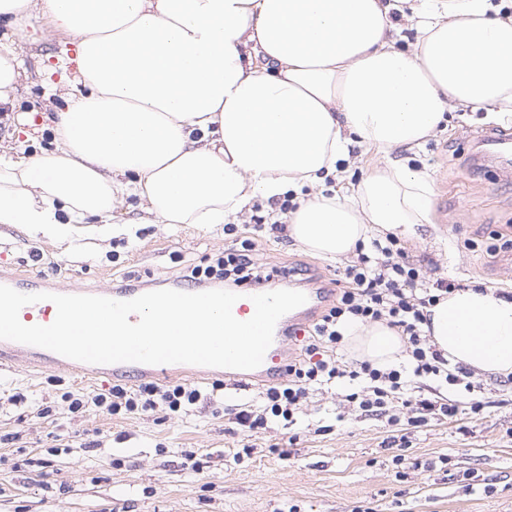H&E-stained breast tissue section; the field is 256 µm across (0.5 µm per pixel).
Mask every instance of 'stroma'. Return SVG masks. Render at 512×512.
<instances>
[{"label":"stroma","instance_id":"stroma-1","mask_svg":"<svg viewBox=\"0 0 512 512\" xmlns=\"http://www.w3.org/2000/svg\"><path fill=\"white\" fill-rule=\"evenodd\" d=\"M15 38L23 69L12 104L0 108V154L49 151L56 143L44 117L64 104L75 48L38 21ZM489 127L484 110H454L436 135L394 152L411 157L434 189L430 223L401 240L427 281L512 290V252L502 246L512 239V175L479 162L473 147ZM140 216L131 197L112 212L116 232L64 240L0 224V268L62 288L155 286L231 245L220 224H143ZM253 259L274 288L313 279L332 288L348 264L286 232L259 239ZM461 379L421 386L482 401V412L390 426L345 402L344 387L325 385L293 423L271 416L245 432L236 418L257 404V381L224 377L223 401L181 415L109 416L91 399L112 378L0 367V512H512V377L466 369ZM68 392L87 398L85 408L71 411Z\"/></svg>","mask_w":512,"mask_h":512}]
</instances>
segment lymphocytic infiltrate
Wrapping results in <instances>:
<instances>
[{"label": "lymphocytic infiltrate", "instance_id": "obj_1", "mask_svg": "<svg viewBox=\"0 0 512 512\" xmlns=\"http://www.w3.org/2000/svg\"><path fill=\"white\" fill-rule=\"evenodd\" d=\"M294 208L291 198H284L279 205L280 220L269 225L257 222L239 245L225 249L207 265L187 267L188 278L194 281L219 279L228 287L268 282L269 273L254 262L252 253L260 233L268 227L284 230L283 217ZM344 278L346 284L340 289L335 305L310 330L304 358L289 364L287 383L267 388L262 396L263 413L240 411L238 420L242 427L256 428L264 424L269 415L293 421L310 388L336 381L355 386L354 391L346 394V402L361 411L385 415L392 426L400 422V413L404 410L409 412V421L413 424L457 414L458 406L449 398L437 393L416 396L411 392L412 381L416 378L439 377L451 385L459 382L458 375L449 370L447 359L423 331L427 307L438 301L440 293L455 291V284L440 281L429 285L410 262L399 240L391 235L382 240L373 239L369 247L358 248L353 264L344 270ZM351 319L364 323L383 320L397 328L414 364L411 376H403L395 368L380 369L366 361L352 366L337 360L334 352L344 339L345 322ZM202 397L199 388L182 383L160 386L143 382L132 389L113 385L108 393L95 395L93 403L111 416L158 408L178 414L197 404Z\"/></svg>", "mask_w": 512, "mask_h": 512}]
</instances>
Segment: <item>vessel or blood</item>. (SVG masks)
<instances>
[{"instance_id": "vessel-or-blood-1", "label": "vessel or blood", "mask_w": 512, "mask_h": 512, "mask_svg": "<svg viewBox=\"0 0 512 512\" xmlns=\"http://www.w3.org/2000/svg\"><path fill=\"white\" fill-rule=\"evenodd\" d=\"M485 155L489 160L499 163L502 167L512 166V135L506 133L487 132L481 137ZM0 285H6L25 294L55 292L54 284L39 277L18 271H0ZM305 294L307 301L299 308L282 316L274 329L273 342L267 350L262 364L253 370L243 371L246 379L270 382L285 375L287 363L281 341L288 333L301 331L310 321L318 308L325 302L328 291L324 288H309ZM20 320L26 325H48L56 317V307L52 302L41 301L24 306L19 314ZM1 363H23L33 367L65 366L76 376H109L115 379L135 382L146 377L165 378L171 375H191L199 379L214 376L215 368L189 364L148 365L142 363H116L95 365L78 362L63 357L50 350L0 340Z\"/></svg>"}]
</instances>
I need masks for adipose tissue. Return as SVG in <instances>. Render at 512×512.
<instances>
[{
    "instance_id": "1",
    "label": "adipose tissue",
    "mask_w": 512,
    "mask_h": 512,
    "mask_svg": "<svg viewBox=\"0 0 512 512\" xmlns=\"http://www.w3.org/2000/svg\"><path fill=\"white\" fill-rule=\"evenodd\" d=\"M400 0H0L70 36L79 78L47 120L56 148L0 160V224L81 233L134 196L149 224H224L293 193L291 236L329 258L372 227L412 235L433 188L405 161L330 192L352 145L388 155L446 112L512 118V15L490 0H414L421 35L395 45ZM430 341L454 364L512 376V298L476 285L428 309ZM358 360L407 364L382 323H355Z\"/></svg>"
}]
</instances>
